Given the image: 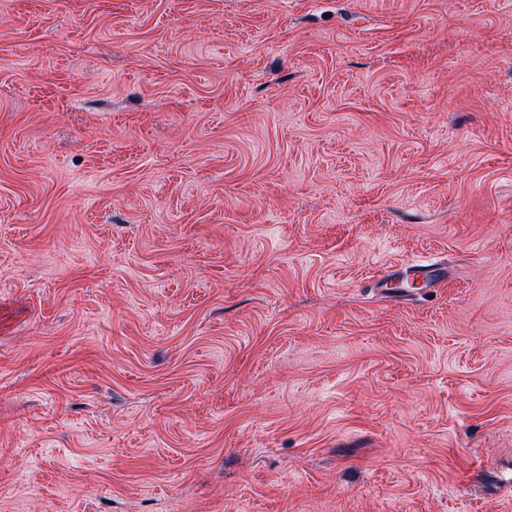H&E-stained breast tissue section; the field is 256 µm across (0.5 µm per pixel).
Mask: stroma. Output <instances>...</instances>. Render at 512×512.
<instances>
[{
	"instance_id": "1",
	"label": "stroma",
	"mask_w": 512,
	"mask_h": 512,
	"mask_svg": "<svg viewBox=\"0 0 512 512\" xmlns=\"http://www.w3.org/2000/svg\"><path fill=\"white\" fill-rule=\"evenodd\" d=\"M0 512H512V0H0ZM435 271L436 266L434 264H407L398 269H387L379 276V282L382 283V288H397L395 279L403 275H408L412 277L413 283L422 282L423 285L428 288H435L442 281L435 276ZM391 282H393V285H390Z\"/></svg>"
}]
</instances>
